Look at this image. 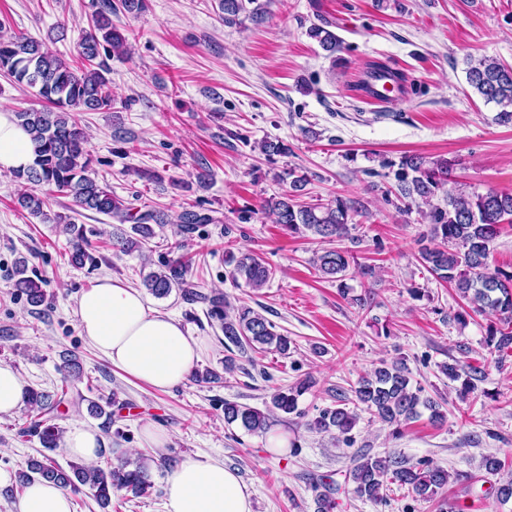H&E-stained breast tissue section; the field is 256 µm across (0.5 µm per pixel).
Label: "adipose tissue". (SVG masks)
Returning <instances> with one entry per match:
<instances>
[{
    "instance_id": "adipose-tissue-1",
    "label": "adipose tissue",
    "mask_w": 512,
    "mask_h": 512,
    "mask_svg": "<svg viewBox=\"0 0 512 512\" xmlns=\"http://www.w3.org/2000/svg\"><path fill=\"white\" fill-rule=\"evenodd\" d=\"M32 144L11 113L0 112V174L31 164ZM86 341L130 378L155 390L184 382L200 358V346L171 314L153 309L137 289L109 276L76 300ZM167 512H252V493L236 471L215 459H188L170 474ZM15 512H72L68 490L34 479Z\"/></svg>"
}]
</instances>
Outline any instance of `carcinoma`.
Segmentation results:
<instances>
[{"instance_id": "obj_1", "label": "carcinoma", "mask_w": 512, "mask_h": 512, "mask_svg": "<svg viewBox=\"0 0 512 512\" xmlns=\"http://www.w3.org/2000/svg\"><path fill=\"white\" fill-rule=\"evenodd\" d=\"M254 0H219L224 22L237 23V17L247 11L251 15L264 13L263 7L247 10ZM88 30L82 32L77 45V57L67 62L50 50L45 43L25 35L0 36V71L7 73L19 86L37 89L47 106L29 108L16 113L33 143V161L24 170L15 173L23 185L19 205L34 217H47L44 207L49 192H58L71 199L72 212L81 209L105 215L120 224L132 223V234H120L115 246L123 252L143 250L154 237L153 225L167 223L166 214L157 209L133 211L131 203L114 195L108 185L100 184L89 174L90 154L86 148L84 129L74 119L72 111L98 112L112 106V85L106 77L107 60L128 52L129 39L112 25V0H94ZM309 36L324 50L336 52L339 39L326 28L315 25ZM468 84L487 103L497 108L495 120L512 124V66L496 60L480 59L469 62L466 71ZM394 195L403 203L401 211L410 210L420 201L426 206L423 217L428 230L423 238L432 242L420 250V258L437 279L455 286L467 300L469 309L457 312L453 319L466 323L469 313L499 317V322L487 327L485 343L503 355L512 351V269L491 265L490 246L499 236L501 226L512 224V192L488 189L484 192L463 193L447 188L451 167L446 159L428 161L420 155H405L393 171ZM292 177L291 191L273 197L261 206L263 213L283 226L290 234H312L332 241L344 237L349 230L354 207L340 196L327 204L303 205L297 201L307 183L304 175ZM443 194L444 205L432 203ZM54 222L63 225L71 245L70 262L82 266L93 261L88 252L90 241L84 225L77 224L70 215L57 214ZM212 215L184 208L177 216L178 232L188 236L201 224H215ZM224 263L232 267V275L245 278L253 288H262L273 275L272 267L251 250L224 252ZM351 264L348 252L329 248L316 258L322 275L340 282ZM191 260L184 254L164 258L159 268L143 277L145 288L155 297L164 298L177 289L188 301L201 300L208 305L207 316L220 323L224 332V346L232 345L244 353L246 349L274 350L290 354L288 336L276 331L275 325L246 305L234 307L223 292L213 290L202 294L188 279ZM16 291L25 295L27 303L37 307L45 302L39 276L27 275L26 260L16 268ZM442 373L452 381L461 382V390L469 393L475 388L478 370L465 364H444ZM315 381L306 376L286 388L277 387L265 403L266 411L236 402H224V421L236 423L252 434L268 430L269 412L278 411L299 417V400L309 393ZM351 395L341 392L336 404L326 407L306 423L308 430L325 433L346 444L352 441L359 414L365 410L382 422L398 427L421 415V409L430 411L435 424H443L446 415L439 402L422 397L423 388L411 382L404 364L384 361L362 375L350 389ZM27 402L34 418L30 433L37 436L44 448L54 450L60 438V429L52 424L54 411L61 400L51 395L29 390ZM39 476L64 488H87L94 499L108 505L112 493L124 490L134 497L147 496L153 488L150 465L138 456H116L107 468L86 463H68L64 468L48 456L33 458L27 470L18 475V483L26 487L33 476ZM451 474L430 461L415 463L396 452L382 456L362 454L354 460L348 480L353 484L355 497L379 503L386 499L384 491L396 485L416 496L430 500L448 486ZM316 512H334L337 508L334 494L339 488L324 481L312 486Z\"/></svg>"}]
</instances>
